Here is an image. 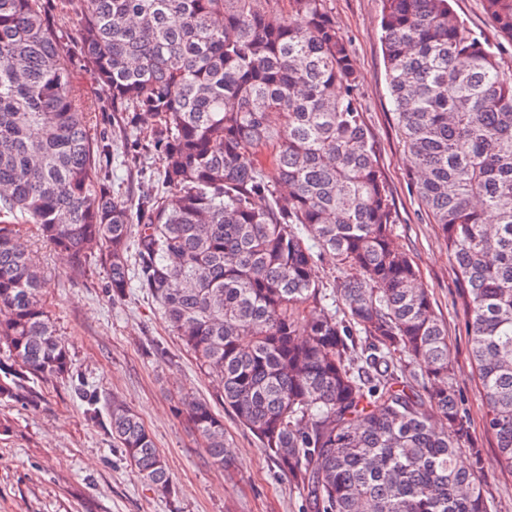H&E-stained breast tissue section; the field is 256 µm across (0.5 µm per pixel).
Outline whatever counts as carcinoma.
<instances>
[{"instance_id": "carcinoma-1", "label": "carcinoma", "mask_w": 512, "mask_h": 512, "mask_svg": "<svg viewBox=\"0 0 512 512\" xmlns=\"http://www.w3.org/2000/svg\"><path fill=\"white\" fill-rule=\"evenodd\" d=\"M512 42V0H484ZM118 115L125 163H162V191L108 190L112 142L71 94L60 36ZM381 41L415 187L440 225L468 315L496 467L512 473V73L449 0H383ZM324 0H0V403L73 378L19 225L112 294L131 283L306 491L309 512H492L459 411L447 326L393 243L395 213ZM150 125L147 142L140 131ZM134 262L128 263V253ZM341 271L333 293L314 255ZM344 318H339V315ZM433 388L418 389L415 367ZM85 416L157 490L172 477L139 416L78 379ZM224 469V419L177 408Z\"/></svg>"}]
</instances>
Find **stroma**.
<instances>
[{"label": "stroma", "mask_w": 512, "mask_h": 512, "mask_svg": "<svg viewBox=\"0 0 512 512\" xmlns=\"http://www.w3.org/2000/svg\"><path fill=\"white\" fill-rule=\"evenodd\" d=\"M455 13L512 71V44L489 22L484 0H451ZM350 45L360 74L359 109L377 147L396 212L394 243L414 261L439 318L448 328L455 388L471 442L482 448L481 482L493 512H512V474L494 464L496 442L484 423L481 389L471 367L467 317L448 248L418 195L397 128L380 42L382 0H325ZM63 43L73 70V95L91 106L93 137L112 134V100L84 65L78 28L67 22ZM158 159L142 170L114 172L113 193L135 198L158 185ZM48 282L47 308L79 375L103 397L130 406L152 434L172 476L165 495L121 459L109 435L89 423L69 379L34 382L37 403L0 405V512H306V495L268 458L261 442L224 411V442L235 465L212 466L188 424L175 413L181 396L216 401L217 386L170 330L145 291L114 297L98 256L73 274L70 260L45 244L32 224L21 227Z\"/></svg>", "instance_id": "1"}]
</instances>
